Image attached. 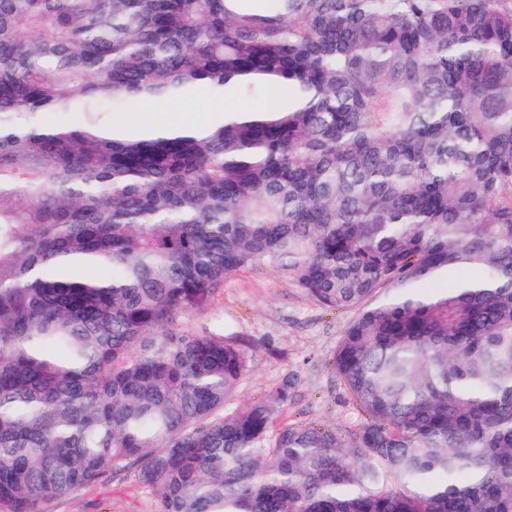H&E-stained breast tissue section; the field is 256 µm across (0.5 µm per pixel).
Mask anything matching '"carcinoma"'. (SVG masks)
I'll return each mask as SVG.
<instances>
[{"mask_svg": "<svg viewBox=\"0 0 512 512\" xmlns=\"http://www.w3.org/2000/svg\"><path fill=\"white\" fill-rule=\"evenodd\" d=\"M200 91L253 106L109 119ZM509 184L506 0H0V512L123 464L157 512H512ZM256 266L355 311L353 440L223 415L245 350L173 327Z\"/></svg>", "mask_w": 512, "mask_h": 512, "instance_id": "obj_1", "label": "carcinoma"}]
</instances>
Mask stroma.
<instances>
[{"instance_id": "stroma-1", "label": "stroma", "mask_w": 512, "mask_h": 512, "mask_svg": "<svg viewBox=\"0 0 512 512\" xmlns=\"http://www.w3.org/2000/svg\"><path fill=\"white\" fill-rule=\"evenodd\" d=\"M351 311L324 308L285 277L264 267L227 278L209 306L174 316L186 332L225 329L245 349L247 371L225 404L231 414L287 386L282 419L309 422L353 438L360 415L333 368L336 346ZM45 512H156L152 488L126 471H113L64 500L45 503Z\"/></svg>"}]
</instances>
